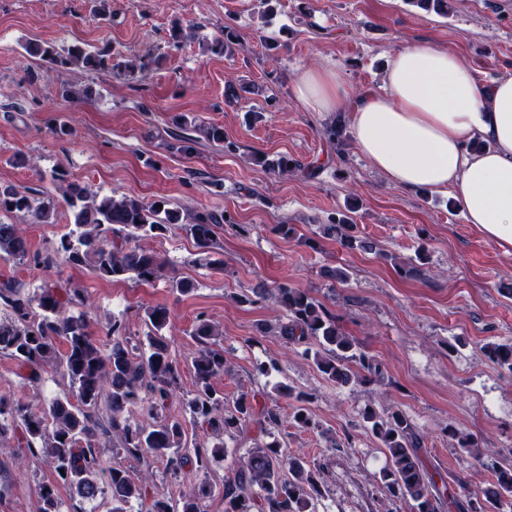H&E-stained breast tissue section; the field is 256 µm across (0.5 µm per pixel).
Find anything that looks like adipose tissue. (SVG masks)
<instances>
[{"label":"adipose tissue","mask_w":512,"mask_h":512,"mask_svg":"<svg viewBox=\"0 0 512 512\" xmlns=\"http://www.w3.org/2000/svg\"><path fill=\"white\" fill-rule=\"evenodd\" d=\"M291 82L309 111L339 116L391 184L450 194L467 223L512 249V76L483 82L456 55L409 45L390 56L381 85L354 97L332 68Z\"/></svg>","instance_id":"ef3b65f1"}]
</instances>
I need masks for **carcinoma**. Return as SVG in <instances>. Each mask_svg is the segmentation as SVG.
Listing matches in <instances>:
<instances>
[{
    "mask_svg": "<svg viewBox=\"0 0 512 512\" xmlns=\"http://www.w3.org/2000/svg\"><path fill=\"white\" fill-rule=\"evenodd\" d=\"M408 2L427 12L448 15V0ZM26 52L59 69L79 66L97 72L112 68V47L107 43L87 50L77 44L57 48L30 42ZM254 161L279 176L301 168L285 155L273 159L256 155ZM63 201L73 215L74 229L51 249L32 252L22 225L4 218L23 216L33 224H47L56 203L46 194L40 197L27 190L0 187V260L35 268L58 262L85 265L103 280L152 283L165 279L172 290L185 295L195 290V284L168 275L165 262L141 241L179 228L193 239L199 263L208 266L214 264L213 255L219 246L216 229L221 224H234L231 215L212 211L199 212L185 223L179 212L168 208L163 200L145 203L75 183L67 185ZM356 210L355 204H347L320 230L345 249L373 253L374 242L357 235L353 218ZM429 253L427 241L419 242L414 256L401 270L421 275ZM254 298L272 300L284 310L287 322L279 326V334L292 343L306 345L303 354L312 359L326 380L341 386L353 381L380 384L385 380L375 357L343 332L336 314L309 290L286 284L271 288L262 285L246 296L248 301ZM88 300L87 288L77 284H44L30 294L12 279L0 280V308L7 313L6 318H0V353L13 359L33 385L52 369L72 388V392L40 407L0 398V439L11 435L30 451L42 449L60 481L73 487L84 500L108 496L111 512H125V505L133 499L145 503L146 512H203L202 503L213 493L212 485L202 484L183 494L178 508L155 491L151 472L133 474L117 464L106 467L100 453L101 439L106 438L116 453L164 459L174 473L187 466L205 473L224 453L222 445L209 451L188 449L183 443L182 420L166 413L169 402L181 389L180 364L161 334L171 311L164 306L146 310L151 326L149 348L136 355L125 336L123 321L108 320L105 339L98 340L88 330L86 315L71 313ZM191 336L198 350L191 361L195 390L187 407L195 423L220 440L252 421L262 428L279 423L277 407H259L247 393L241 394L233 406H226L224 392L213 385V379L226 370L218 332L208 320L200 318ZM486 355L492 363L512 372V343H491ZM281 390L297 402L289 422L305 430L318 429L319 422L303 406L307 394H295L288 386ZM133 407L139 408L140 418L130 415ZM361 417L389 454L390 464L380 473L389 496L407 502L410 512H440L442 502L436 481L420 456L422 437L406 415L394 409L379 412L367 405ZM448 437L475 463H481L472 436L450 428ZM232 471V477L222 485L224 512H315V502L321 495L315 468L300 456L283 454L276 440L251 448L234 462ZM507 497H512L511 464L495 468L488 483H459L452 503L459 512H494ZM36 512H60L54 487L40 486Z\"/></svg>",
    "mask_w": 512,
    "mask_h": 512,
    "instance_id": "1",
    "label": "carcinoma"
}]
</instances>
